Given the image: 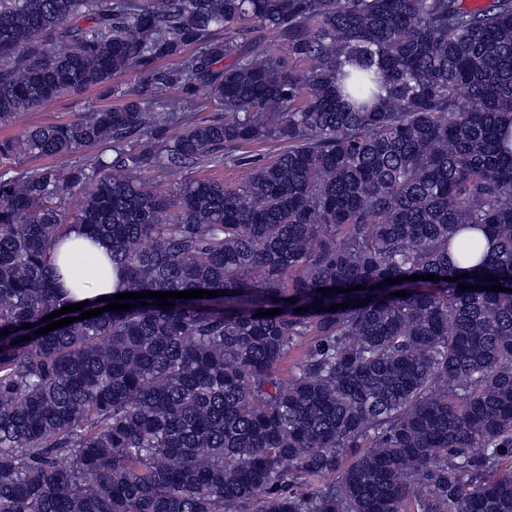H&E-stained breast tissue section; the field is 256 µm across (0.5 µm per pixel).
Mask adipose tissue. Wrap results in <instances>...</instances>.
<instances>
[{
	"label": "adipose tissue",
	"mask_w": 512,
	"mask_h": 512,
	"mask_svg": "<svg viewBox=\"0 0 512 512\" xmlns=\"http://www.w3.org/2000/svg\"><path fill=\"white\" fill-rule=\"evenodd\" d=\"M69 239L74 246L69 262L83 269L80 285L68 289L69 300L79 303L94 298H106L116 294L118 288L124 287L121 272L110 266L112 248L109 243H88L82 228L78 226L73 227ZM103 264L109 265L110 271L106 278L101 279L97 276V269Z\"/></svg>",
	"instance_id": "1"
}]
</instances>
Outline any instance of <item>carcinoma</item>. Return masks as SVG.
Returning <instances> with one entry per match:
<instances>
[{
	"label": "carcinoma",
	"mask_w": 512,
	"mask_h": 512,
	"mask_svg": "<svg viewBox=\"0 0 512 512\" xmlns=\"http://www.w3.org/2000/svg\"><path fill=\"white\" fill-rule=\"evenodd\" d=\"M127 71L0 140L53 160L0 175V512H512V0H0V125ZM75 225L123 293L227 295L38 336ZM112 84L121 85L126 89H135L139 84V76L133 72L119 74L113 77L110 85L94 88L79 95L63 96L46 108L23 112L12 125L0 127V139L34 126L69 121L78 112L118 104L120 100L109 93V87ZM286 144L280 142H268L264 145L254 146L249 153H239L246 156L245 160H251L254 164L250 165H224L223 159L217 161H202L197 164H189L183 167L167 168L158 172L156 176H162L165 181L173 185H179L193 178L209 176L223 179L225 182H234L245 177L249 167L258 163L266 157L278 153ZM250 161V162H251Z\"/></svg>",
	"instance_id": "cac0c4a2"
}]
</instances>
